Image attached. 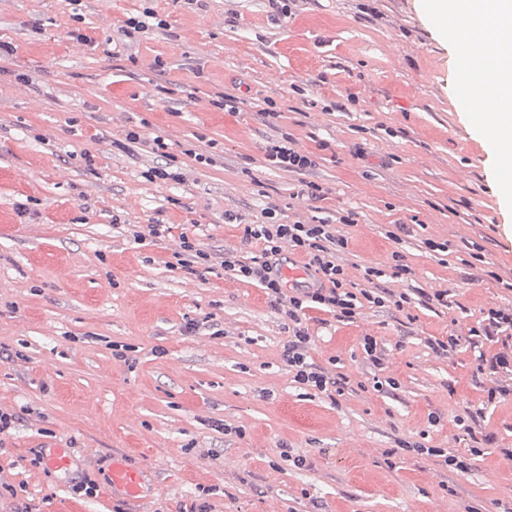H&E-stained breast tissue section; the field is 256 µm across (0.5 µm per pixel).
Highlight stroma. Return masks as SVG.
<instances>
[{
    "label": "stroma",
    "instance_id": "stroma-1",
    "mask_svg": "<svg viewBox=\"0 0 512 512\" xmlns=\"http://www.w3.org/2000/svg\"><path fill=\"white\" fill-rule=\"evenodd\" d=\"M147 4L168 28L123 36ZM431 14L432 0H296L285 16L268 0H0L13 49L0 60V411L18 418L0 441L18 498L0 512H512V395L488 404L479 371L500 345L469 333L512 305V202L456 105L461 63ZM226 95L240 111L216 107ZM269 99L278 116L264 123ZM284 133L310 172L265 168ZM158 136L183 182L144 179ZM305 179L318 199L300 196ZM267 208L352 214L339 228L349 279L365 287L375 267L378 287L412 297L351 322L307 310L310 358L346 377L343 392L294 380L287 319L222 266L260 255L244 227ZM132 224L166 230L137 242ZM185 233L208 264L179 263ZM368 335L390 350L376 374ZM451 335L454 355H437ZM40 449L65 464L32 466ZM116 458L139 470L140 494L113 489ZM78 472L95 496L72 493Z\"/></svg>",
    "mask_w": 512,
    "mask_h": 512
}]
</instances>
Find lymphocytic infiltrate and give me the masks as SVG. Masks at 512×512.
<instances>
[{"mask_svg": "<svg viewBox=\"0 0 512 512\" xmlns=\"http://www.w3.org/2000/svg\"><path fill=\"white\" fill-rule=\"evenodd\" d=\"M245 235L248 240L262 244L260 256L248 263L228 258L224 268L240 280L257 283L271 305L291 323L292 334L284 346L283 356L296 379L311 387L326 389L331 380L310 361L311 336L304 323L307 310L317 308L333 313L338 320L348 321L356 316L365 301L378 307L391 304L400 309L410 302L406 293L390 289L378 293L366 290L360 294L351 291L336 257L337 249L347 247L348 242L337 235L335 225L325 222L291 224L269 210L261 223L246 227ZM285 243L293 252L305 256L304 267L313 277V287L286 291L279 259Z\"/></svg>", "mask_w": 512, "mask_h": 512, "instance_id": "obj_1", "label": "lymphocytic infiltrate"}]
</instances>
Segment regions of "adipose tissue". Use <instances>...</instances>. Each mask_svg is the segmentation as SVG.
Here are the masks:
<instances>
[{"mask_svg":"<svg viewBox=\"0 0 512 512\" xmlns=\"http://www.w3.org/2000/svg\"><path fill=\"white\" fill-rule=\"evenodd\" d=\"M450 18L445 26L455 30L465 21L469 35L457 44L463 68L487 86L495 99L489 111L474 114L476 126L493 150L499 182L512 194V0H449ZM494 24L495 38H488L487 24Z\"/></svg>","mask_w":512,"mask_h":512,"instance_id":"1","label":"adipose tissue"}]
</instances>
